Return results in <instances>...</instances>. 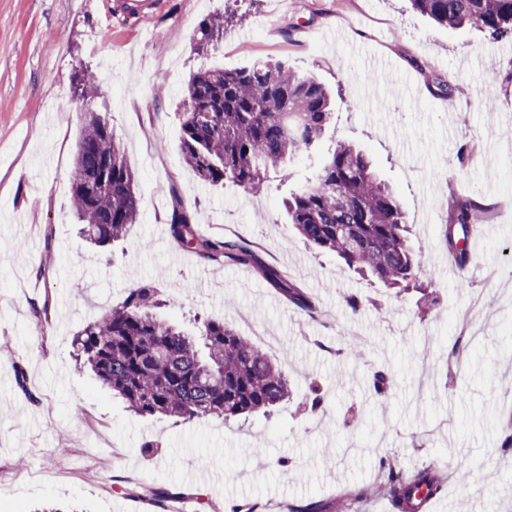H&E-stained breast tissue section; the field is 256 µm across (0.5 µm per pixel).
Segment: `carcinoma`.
<instances>
[{
  "label": "carcinoma",
  "mask_w": 512,
  "mask_h": 512,
  "mask_svg": "<svg viewBox=\"0 0 512 512\" xmlns=\"http://www.w3.org/2000/svg\"><path fill=\"white\" fill-rule=\"evenodd\" d=\"M410 2L450 29L468 24L512 39V0ZM227 26L225 19L203 20L199 48L207 49ZM98 90L95 74H78L80 97L91 101ZM181 109L187 166L205 183L231 180L253 195L263 191L268 171L282 172L309 152L330 118L325 87L313 74L280 59L257 60L230 71L197 70L183 89ZM71 182V207L85 224L90 243L105 246L138 223L136 175L112 128L96 112L87 113L80 128ZM285 207L297 237L336 254L349 267L392 288H408L415 280L420 261L399 204L370 160L352 145H338ZM482 211L468 197L450 206L448 257L460 269L468 265L469 253L459 243ZM168 224L178 245L216 264L252 263L301 310L315 313L314 302L288 274L260 262L252 249L200 236L192 212L178 195ZM156 307L153 285L133 287L121 305L105 309L74 337L79 368L91 371L130 410L177 420H227L266 412L288 397L287 376L248 338L217 320L206 321L199 336H188L158 318ZM471 470V463L460 458L446 470L425 467L410 473L398 457L389 456L379 462L376 491L399 512H418V495L440 497L450 479ZM365 498L364 492L348 494L338 501L336 512H356Z\"/></svg>",
  "instance_id": "obj_1"
}]
</instances>
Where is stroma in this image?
I'll use <instances>...</instances> for the list:
<instances>
[{
  "mask_svg": "<svg viewBox=\"0 0 512 512\" xmlns=\"http://www.w3.org/2000/svg\"><path fill=\"white\" fill-rule=\"evenodd\" d=\"M215 15L232 24L198 52V26ZM257 58L316 76L332 119L288 180L272 176L251 195L204 183L184 164L178 105L192 71ZM82 70L99 77L90 108L112 126L138 185L137 224L104 249L85 240L70 205ZM448 83L464 94L440 96ZM341 142L398 196L419 279L438 298L432 311L419 292L395 295L292 237L284 198ZM178 196L203 235L286 270L315 314L251 267L173 243ZM458 196L485 201L489 227L464 269L444 242ZM143 281L166 320L194 330L221 319L250 338L287 375L288 399L246 419L159 420L79 373L76 332ZM352 295L359 310L346 303ZM461 336L471 342L452 369L448 348ZM0 341V512L41 502L225 512L252 501L288 512L367 489L387 455L410 468L470 459L471 477L450 484L434 512H512V456L498 452L512 415V41L440 26L408 0H155L135 16L125 0H0ZM354 341L363 361L347 354ZM376 370L392 377L384 400L369 387ZM316 392L324 407L311 414ZM286 465L298 477L284 476ZM487 468L501 481L481 483Z\"/></svg>",
  "mask_w": 512,
  "mask_h": 512,
  "instance_id": "obj_1",
  "label": "stroma"
}]
</instances>
